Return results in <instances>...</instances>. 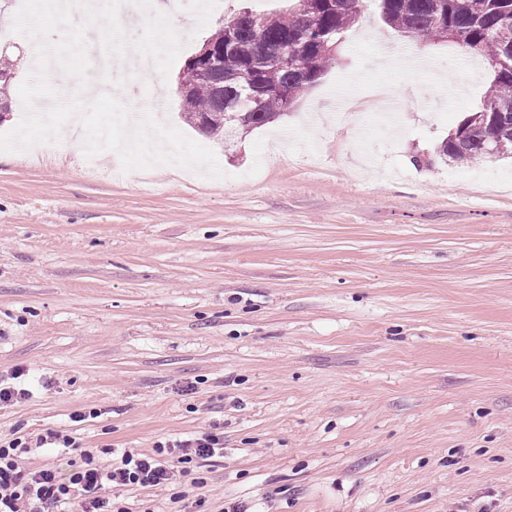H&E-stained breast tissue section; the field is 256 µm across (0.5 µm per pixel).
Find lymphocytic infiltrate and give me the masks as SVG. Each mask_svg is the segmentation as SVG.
<instances>
[{
    "label": "lymphocytic infiltrate",
    "mask_w": 512,
    "mask_h": 512,
    "mask_svg": "<svg viewBox=\"0 0 512 512\" xmlns=\"http://www.w3.org/2000/svg\"><path fill=\"white\" fill-rule=\"evenodd\" d=\"M79 451L67 469L25 468L22 458L31 448ZM224 435L207 431L185 439L158 443L153 453L123 451L111 465L101 466L93 450L81 448L75 437L60 430L30 438L0 437V512H129L111 489L157 487L173 483L175 464L201 466L223 455Z\"/></svg>",
    "instance_id": "lymphocytic-infiltrate-1"
}]
</instances>
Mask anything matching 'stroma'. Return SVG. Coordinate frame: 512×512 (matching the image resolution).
I'll return each mask as SVG.
<instances>
[{
	"label": "stroma",
	"instance_id": "35a3bbf8",
	"mask_svg": "<svg viewBox=\"0 0 512 512\" xmlns=\"http://www.w3.org/2000/svg\"><path fill=\"white\" fill-rule=\"evenodd\" d=\"M195 3L173 18L166 88L117 62L135 107L162 99L159 122L212 149L223 178L0 152V377L24 371L31 390L0 408V434L149 453L223 432L204 487L120 490L131 512L200 496L209 512H512V181L484 183L512 159L435 157L491 68L367 0L318 84L226 145L182 119L184 64L221 20L288 0ZM30 54L26 36L0 42V132L25 113ZM382 83L396 115L339 119Z\"/></svg>",
	"mask_w": 512,
	"mask_h": 512
}]
</instances>
